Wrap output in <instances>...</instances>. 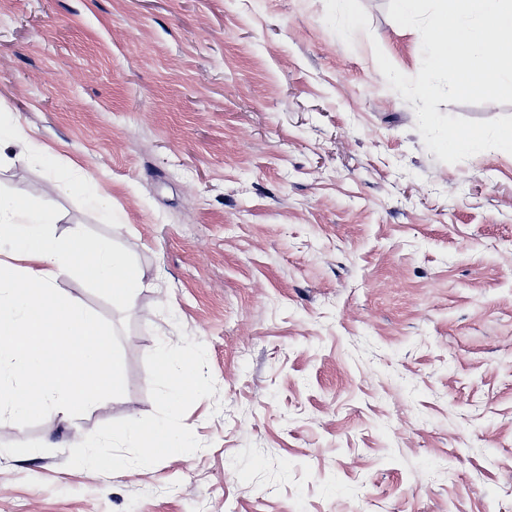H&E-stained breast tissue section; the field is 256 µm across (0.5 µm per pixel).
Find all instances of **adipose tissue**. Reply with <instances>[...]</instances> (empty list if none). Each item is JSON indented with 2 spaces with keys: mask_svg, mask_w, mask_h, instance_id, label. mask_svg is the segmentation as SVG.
<instances>
[{
  "mask_svg": "<svg viewBox=\"0 0 512 512\" xmlns=\"http://www.w3.org/2000/svg\"><path fill=\"white\" fill-rule=\"evenodd\" d=\"M62 220L49 205L0 195V243L9 246L0 259V413L16 418L36 407L75 416L121 384L108 332L58 282L69 275L106 289L117 307L128 305L143 282L126 255L61 229ZM155 360L167 409L176 413L195 390L196 366L164 345ZM112 437L135 442L145 462L182 445L164 421L133 420Z\"/></svg>",
  "mask_w": 512,
  "mask_h": 512,
  "instance_id": "adipose-tissue-1",
  "label": "adipose tissue"
}]
</instances>
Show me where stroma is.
<instances>
[{"instance_id":"1","label":"stroma","mask_w":512,"mask_h":512,"mask_svg":"<svg viewBox=\"0 0 512 512\" xmlns=\"http://www.w3.org/2000/svg\"><path fill=\"white\" fill-rule=\"evenodd\" d=\"M360 3L348 44L324 0H0V133L34 147L0 193L145 283L60 279L122 385L0 417V512H512V154L427 151L374 55L416 75L420 34ZM163 344L201 371L173 415ZM132 419L185 447L142 464Z\"/></svg>"}]
</instances>
